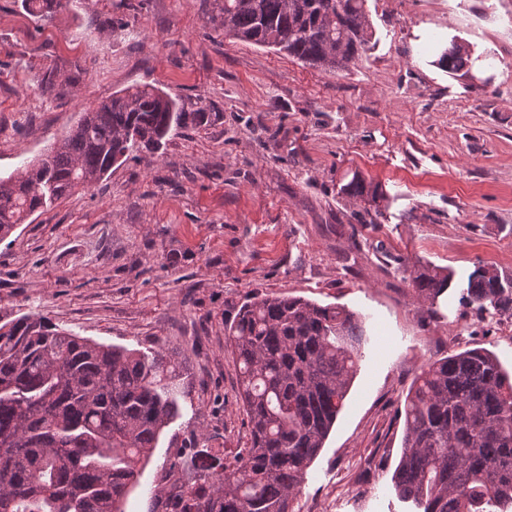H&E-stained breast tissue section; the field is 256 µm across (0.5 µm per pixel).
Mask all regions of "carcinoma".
<instances>
[{
  "label": "carcinoma",
  "mask_w": 512,
  "mask_h": 512,
  "mask_svg": "<svg viewBox=\"0 0 512 512\" xmlns=\"http://www.w3.org/2000/svg\"><path fill=\"white\" fill-rule=\"evenodd\" d=\"M49 19L64 0H21ZM365 0H213L224 34L303 63L348 68L369 47ZM476 59L452 42L438 64ZM151 87L126 89L82 113L51 154L0 176V242L38 209L103 179L133 152L155 153L174 126L204 120ZM347 195L376 200L359 178ZM412 298L437 314L462 305L512 312V277L477 266L404 267ZM249 445L224 460L196 430L173 435L148 512H293L307 468L341 412L365 342L362 315L301 297L260 296L224 324ZM180 364L153 351L71 334L41 314L0 317V512H124L161 434L178 417ZM397 496L417 512H512V373L486 348L427 363L403 404Z\"/></svg>",
  "instance_id": "carcinoma-1"
}]
</instances>
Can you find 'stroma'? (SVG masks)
<instances>
[{"instance_id":"stroma-1","label":"stroma","mask_w":512,"mask_h":512,"mask_svg":"<svg viewBox=\"0 0 512 512\" xmlns=\"http://www.w3.org/2000/svg\"><path fill=\"white\" fill-rule=\"evenodd\" d=\"M367 52L329 71L225 36L211 0H70L40 21L0 0V174L44 157L82 113L144 84L204 113L0 242V317L43 314L95 341L175 355L182 416L125 512H147L172 431L250 441L224 324L253 296L366 318L346 405L295 512H413L391 477L405 396L429 361L484 347L512 368L501 317L410 296L403 266L512 276V0H366ZM481 87L437 64L452 41ZM55 82L54 91L46 83ZM379 186L378 205L343 187Z\"/></svg>"}]
</instances>
